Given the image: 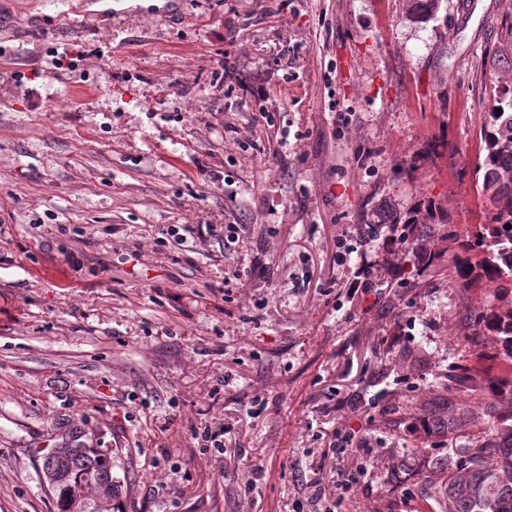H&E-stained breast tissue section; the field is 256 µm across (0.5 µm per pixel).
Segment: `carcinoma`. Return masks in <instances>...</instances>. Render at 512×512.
Segmentation results:
<instances>
[{
  "label": "carcinoma",
  "instance_id": "cac0c4a2",
  "mask_svg": "<svg viewBox=\"0 0 512 512\" xmlns=\"http://www.w3.org/2000/svg\"><path fill=\"white\" fill-rule=\"evenodd\" d=\"M439 0H408V12L418 21L431 16ZM493 107L480 130L484 158L476 168V191L489 203L485 222L444 237L460 240L465 255L448 260V274L464 290L481 288L490 299L475 315L465 317L470 330L462 356L470 360L451 376L456 385L483 394L482 422L439 398L411 418L408 431L422 445L430 437L452 442L446 456L433 458L429 499L440 512H512V82L492 89ZM501 112H496V109ZM377 223L401 234L408 245L431 240L449 218L426 214L404 221L381 206ZM495 353L484 352L486 339ZM418 449L410 448L394 464L400 472L418 473Z\"/></svg>",
  "mask_w": 512,
  "mask_h": 512
}]
</instances>
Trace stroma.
Here are the masks:
<instances>
[{
  "mask_svg": "<svg viewBox=\"0 0 512 512\" xmlns=\"http://www.w3.org/2000/svg\"><path fill=\"white\" fill-rule=\"evenodd\" d=\"M68 7L0 0V512H58L35 451L84 429L117 451L124 512H416L421 478L381 479L486 294L449 278L441 239L428 266L397 252L398 286L349 294L378 250L355 227L383 202L484 222L512 0L421 23L405 0H178L77 29ZM314 461L367 473L315 505ZM232 225L234 224H197V226H193L190 224H181V228L177 227L176 225H171L170 233L172 236L180 235L183 237L184 235L179 233L181 229L182 231L188 234L196 233L199 234L200 236L208 235L210 238H219L225 235L226 241L228 243H235L239 240V236ZM226 232L229 234L226 235ZM235 234H237L236 241H230L235 240Z\"/></svg>",
  "mask_w": 512,
  "mask_h": 512,
  "instance_id": "stroma-1",
  "label": "stroma"
}]
</instances>
